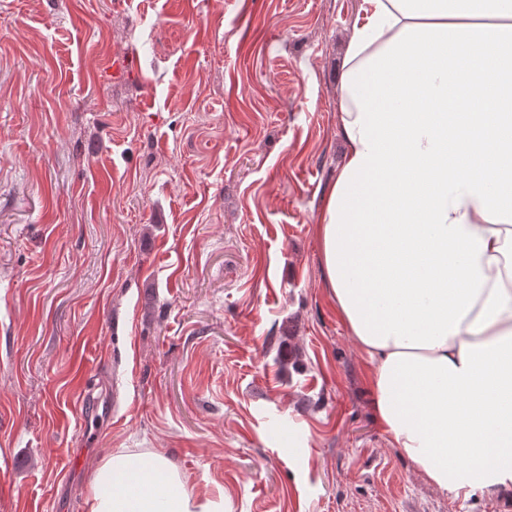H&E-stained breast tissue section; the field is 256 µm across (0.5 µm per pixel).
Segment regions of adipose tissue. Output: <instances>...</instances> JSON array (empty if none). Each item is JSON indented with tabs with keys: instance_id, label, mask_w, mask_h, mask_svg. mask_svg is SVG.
Here are the masks:
<instances>
[{
	"instance_id": "adipose-tissue-1",
	"label": "adipose tissue",
	"mask_w": 512,
	"mask_h": 512,
	"mask_svg": "<svg viewBox=\"0 0 512 512\" xmlns=\"http://www.w3.org/2000/svg\"><path fill=\"white\" fill-rule=\"evenodd\" d=\"M340 74L323 270L374 418L443 493L512 490V0H363ZM86 512H224L156 451Z\"/></svg>"
}]
</instances>
